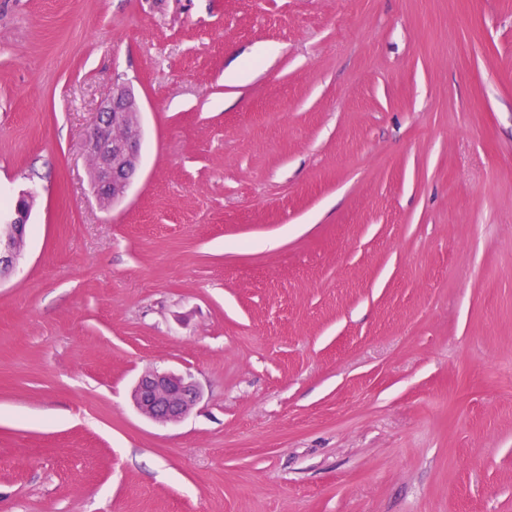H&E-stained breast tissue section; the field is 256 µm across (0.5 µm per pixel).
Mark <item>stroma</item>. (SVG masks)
<instances>
[{
    "instance_id": "stroma-1",
    "label": "stroma",
    "mask_w": 512,
    "mask_h": 512,
    "mask_svg": "<svg viewBox=\"0 0 512 512\" xmlns=\"http://www.w3.org/2000/svg\"><path fill=\"white\" fill-rule=\"evenodd\" d=\"M31 186L0 512H512V0H0ZM152 369L198 384L182 422L134 408ZM142 106L124 84L112 89L97 121L86 136L91 185L99 200L112 205L122 201L141 163ZM121 130L119 135L114 134Z\"/></svg>"
}]
</instances>
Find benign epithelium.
<instances>
[{"mask_svg": "<svg viewBox=\"0 0 512 512\" xmlns=\"http://www.w3.org/2000/svg\"><path fill=\"white\" fill-rule=\"evenodd\" d=\"M142 106L134 91L120 84L112 89L97 121L86 136L91 185L99 200L122 201L141 163ZM37 192L19 191L12 209L0 212L7 232L0 236V279L16 273L23 256L22 246ZM201 392L189 378L171 371L143 373L132 391L136 409L159 424L181 421L195 407Z\"/></svg>", "mask_w": 512, "mask_h": 512, "instance_id": "obj_1", "label": "benign epithelium"}]
</instances>
